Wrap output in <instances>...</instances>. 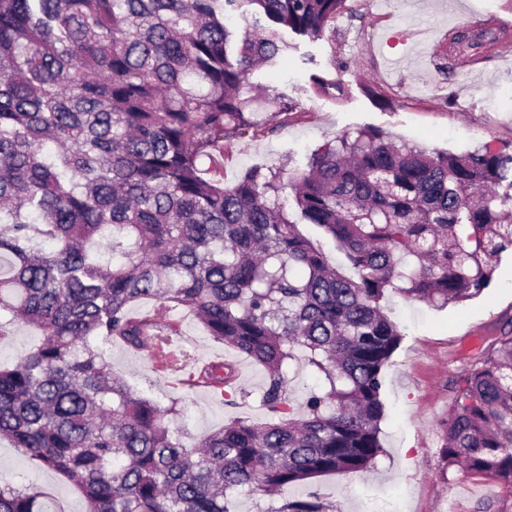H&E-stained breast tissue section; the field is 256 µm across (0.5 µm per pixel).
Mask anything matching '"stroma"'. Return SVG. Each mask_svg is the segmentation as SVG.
Wrapping results in <instances>:
<instances>
[{
    "mask_svg": "<svg viewBox=\"0 0 512 512\" xmlns=\"http://www.w3.org/2000/svg\"><path fill=\"white\" fill-rule=\"evenodd\" d=\"M322 39L293 37L273 67L249 80L290 110L272 117L256 104L261 136L224 143L213 173L235 183L254 165L283 172L304 168L311 153L342 134L373 128L400 144L432 153L461 154L482 143L512 149V38L492 49L456 57L445 53L448 29H467V16L497 15L512 25V0H349ZM332 80L317 89L313 76ZM389 316L404 331L384 371L386 417L383 452L366 472L333 474L284 489L283 498L322 493L336 512H482L486 505L512 504V494L487 478L445 470L440 450L443 423L453 392L451 380L462 357L475 354L493 332L512 319V252L500 256L489 286L475 298L443 308L393 298ZM193 366L222 360L237 369L233 404L190 380L165 376L150 347L132 351L112 343V370L131 387L161 404L179 400L180 427L202 437L233 419H267L260 404L266 372L235 350L214 341L187 311L174 312ZM0 482L31 485L62 512H86L83 494L39 461L0 440Z\"/></svg>",
    "mask_w": 512,
    "mask_h": 512,
    "instance_id": "stroma-1",
    "label": "stroma"
}]
</instances>
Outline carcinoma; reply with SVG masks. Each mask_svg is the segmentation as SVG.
<instances>
[{
  "label": "carcinoma",
  "instance_id": "obj_1",
  "mask_svg": "<svg viewBox=\"0 0 512 512\" xmlns=\"http://www.w3.org/2000/svg\"><path fill=\"white\" fill-rule=\"evenodd\" d=\"M348 0H0V438L77 486L87 512H236L382 453L384 370L403 334L391 295L437 307L478 296L512 249V153L343 134L288 180L261 166L206 177L224 140L257 133L249 75L293 33L321 39ZM253 24L227 23L243 4ZM484 45L448 30V55ZM294 191L291 214L280 194ZM330 239L333 265L301 227ZM154 301L153 316L129 309ZM262 366L270 419L188 445L163 406L116 378L98 341L166 348L168 314ZM318 390L296 410L287 368ZM233 365L204 379L233 403ZM441 456L512 492V322L466 358ZM0 512H56L0 484ZM256 512H335L316 491ZM40 336V331L33 325L15 323L10 335L0 341V363L16 361L38 343Z\"/></svg>",
  "mask_w": 512,
  "mask_h": 512
}]
</instances>
